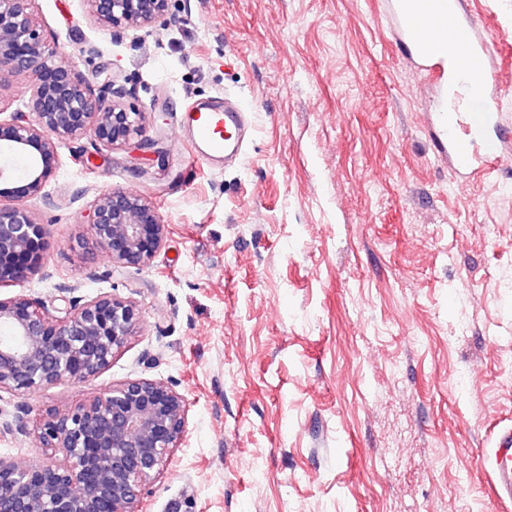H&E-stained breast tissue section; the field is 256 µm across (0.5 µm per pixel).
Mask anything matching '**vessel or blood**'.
Wrapping results in <instances>:
<instances>
[{
	"instance_id": "1",
	"label": "vessel or blood",
	"mask_w": 512,
	"mask_h": 512,
	"mask_svg": "<svg viewBox=\"0 0 512 512\" xmlns=\"http://www.w3.org/2000/svg\"><path fill=\"white\" fill-rule=\"evenodd\" d=\"M448 7L455 15V24L446 37L450 44L465 46L471 67L447 72L450 95L447 111L437 115V150L471 175L483 176L494 170L512 132L499 119L489 40L480 35L463 0H448ZM384 8L408 51L427 61L429 50L409 19L406 0H384ZM180 125L190 155L203 165L219 166L243 152L247 117L232 101L188 106ZM482 463L496 496L512 501V425L495 432Z\"/></svg>"
}]
</instances>
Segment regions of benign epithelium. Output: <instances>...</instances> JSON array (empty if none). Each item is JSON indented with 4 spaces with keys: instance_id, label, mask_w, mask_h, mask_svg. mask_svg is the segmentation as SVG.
<instances>
[{
    "instance_id": "7a95c632",
    "label": "benign epithelium",
    "mask_w": 512,
    "mask_h": 512,
    "mask_svg": "<svg viewBox=\"0 0 512 512\" xmlns=\"http://www.w3.org/2000/svg\"><path fill=\"white\" fill-rule=\"evenodd\" d=\"M34 0H0V92L26 77L29 96L0 99V144L25 163L16 175L0 164V288L44 269L47 227L21 204L44 192L58 170V149L86 139L95 151L145 145L142 113L112 76L94 81L58 60V43L35 14ZM169 0H83L86 16L111 34L163 18ZM13 108L9 115L4 109ZM91 242L119 267H149L168 234L155 204L134 190L98 193L78 211ZM53 315L36 298L0 297V390L27 397L64 380H83L109 366L139 321L135 305L109 293L72 297ZM182 394L162 381L134 378L42 419L39 440L62 458L26 468L0 456V512H136L145 487L177 447L186 423Z\"/></svg>"
}]
</instances>
